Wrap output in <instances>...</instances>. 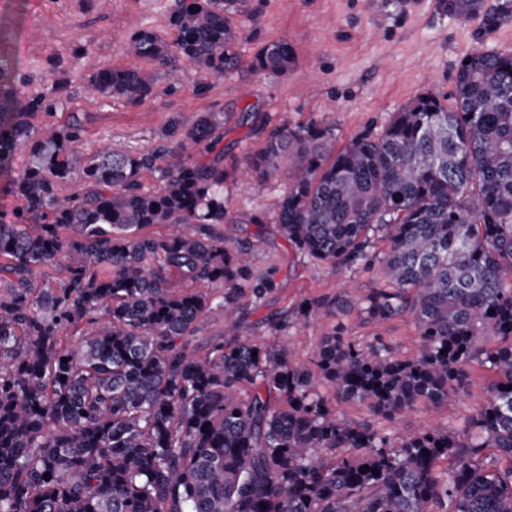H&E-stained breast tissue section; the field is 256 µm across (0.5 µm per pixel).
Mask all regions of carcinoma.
<instances>
[{
	"instance_id": "cac0c4a2",
	"label": "carcinoma",
	"mask_w": 512,
	"mask_h": 512,
	"mask_svg": "<svg viewBox=\"0 0 512 512\" xmlns=\"http://www.w3.org/2000/svg\"><path fill=\"white\" fill-rule=\"evenodd\" d=\"M238 2L178 0L175 42L137 27L123 52L232 73ZM442 7L465 16L482 3ZM511 20L501 4L484 32ZM293 62L288 42L274 41L253 69L286 73ZM155 85L139 67L103 66L83 89L140 103ZM58 105L19 100L0 65V166L19 143L31 155L12 183L15 222L0 224V512H512V53L468 55L452 106L420 94L335 153L329 126L256 120L263 147L229 169L227 113L176 115L145 154L86 156L81 121L57 124ZM145 171L161 190H144ZM230 177L285 181L275 217L296 253L377 269L388 287L305 301L292 321L266 318L277 342L253 337L239 303L276 290L277 264L257 268L249 241L224 237ZM69 183L81 191L61 196ZM155 224L167 233H143ZM52 265L54 283L36 287L34 271ZM345 311L411 317L420 353L350 340L328 322ZM213 315L224 339L201 356L192 338ZM312 319L322 333L310 368L287 336ZM81 325L92 333L64 346ZM472 363L496 378L456 430L392 436L344 420L317 391L328 383L390 420L455 401Z\"/></svg>"
}]
</instances>
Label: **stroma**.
I'll return each instance as SVG.
<instances>
[{
	"label": "stroma",
	"instance_id": "35a3bbf8",
	"mask_svg": "<svg viewBox=\"0 0 512 512\" xmlns=\"http://www.w3.org/2000/svg\"><path fill=\"white\" fill-rule=\"evenodd\" d=\"M173 6L174 0H0V59L9 64L19 98L64 84L55 119L62 123L70 113H78L84 125L77 145L81 153L91 155L106 146L144 153L157 146V133L173 114L190 120L202 112H231L235 119L227 126L224 146L240 156L263 144L237 124L243 110L274 122L285 117L295 123L332 126L341 146L421 93L449 98L457 69L469 54L512 52V22L485 34L481 14L458 17L443 10L439 0H247L235 72L215 76L181 61L173 72L156 70L163 91L142 103L86 98L82 83L93 69L130 65L121 46L132 28L143 26L167 40L176 39L169 24ZM277 40L292 46L293 66L284 75L256 73V52ZM87 43L91 52L80 54L79 46ZM28 166V150L20 145L0 169V223L11 220L17 200L10 187ZM283 191L280 181L270 182L260 193L236 180L224 186L225 233L253 239L256 267L265 268L273 260L280 268L278 286L264 306L256 309L249 300L241 302L255 338L266 341L271 338L263 322L266 315L346 289L362 295L382 283L378 274L301 260L275 222L261 230L243 223L244 215L268 210ZM337 319L356 342L382 337L403 358L419 350L420 338L410 318L367 323L352 312L338 314ZM493 379L488 368L472 365L457 401L421 403L391 421L356 401H339L335 407L349 422L395 435L432 425L452 429L483 408Z\"/></svg>",
	"mask_w": 512,
	"mask_h": 512
}]
</instances>
